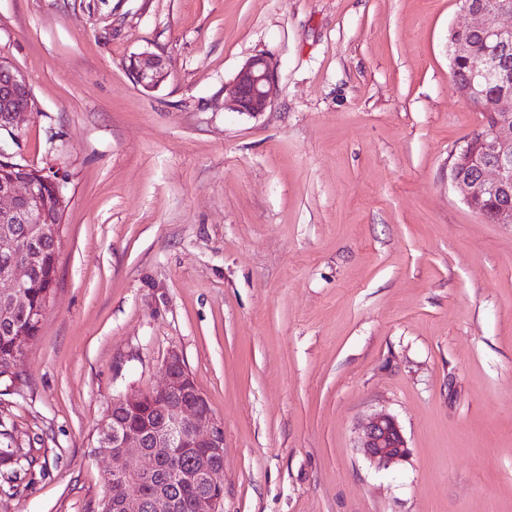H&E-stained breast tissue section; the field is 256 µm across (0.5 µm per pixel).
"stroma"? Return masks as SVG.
<instances>
[{"label": "stroma", "instance_id": "1", "mask_svg": "<svg viewBox=\"0 0 512 512\" xmlns=\"http://www.w3.org/2000/svg\"><path fill=\"white\" fill-rule=\"evenodd\" d=\"M459 0H0L35 106L18 159L68 177L52 307L0 395L34 459L0 512H95L112 397L182 353L224 422L220 512H512V226L451 156ZM163 57L136 85L131 55ZM272 106H224L252 55ZM386 412L410 456L357 447ZM127 70L136 84L147 89L161 84L166 76L161 57L150 53L131 56Z\"/></svg>", "mask_w": 512, "mask_h": 512}]
</instances>
